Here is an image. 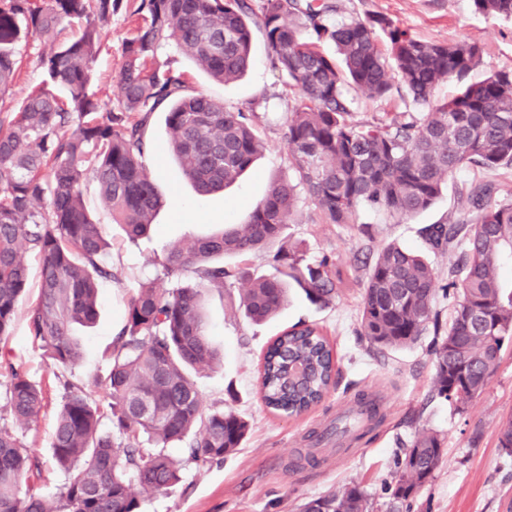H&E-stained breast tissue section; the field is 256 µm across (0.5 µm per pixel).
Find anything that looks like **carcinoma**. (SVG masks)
<instances>
[{
	"instance_id": "cac0c4a2",
	"label": "carcinoma",
	"mask_w": 512,
	"mask_h": 512,
	"mask_svg": "<svg viewBox=\"0 0 512 512\" xmlns=\"http://www.w3.org/2000/svg\"><path fill=\"white\" fill-rule=\"evenodd\" d=\"M472 2L481 14L512 17V0ZM122 5L0 0V94L16 78L22 33L46 45L38 66L52 81L0 118V346L29 288L32 252L40 265L38 294L25 310L32 343L55 369L71 372L80 363L71 327L96 321L98 279L114 277L102 264L109 244L86 209L84 188L97 186L112 223L129 240L150 233L165 201L141 158L149 148L145 127L161 104L169 103L168 149L198 194L224 191L260 154V113L186 93L169 47L229 82L250 67L253 32H262L271 65L294 100L284 133L293 178L274 182L245 223L166 251L161 266L173 287L143 284L130 297L124 324L104 352L109 371L92 382L104 395L64 382L51 458L67 481L54 497L39 492L47 462L25 441L48 406L47 393L26 371L8 366L12 426H0V512H140L147 498L180 483L187 465L221 461L241 446L247 421L222 408L204 413L194 379L221 361L202 303L207 291L240 280L222 258L275 244L276 274L242 289L246 318L272 317L292 285L315 306L335 300L331 259L310 262L304 251L281 244L300 190L325 224H354L361 211L399 223L430 208L464 168L512 169V68L468 80L483 54L477 43L421 41L389 18L347 15L339 0H263L258 7L253 0H139L115 99L103 102L91 90L99 29ZM65 22L77 23L80 33L63 37ZM377 26L387 34L383 47ZM327 43L336 55L322 51ZM452 80L456 93L436 99V88ZM394 91L414 109L354 119L359 97L382 100ZM492 194V186L473 184L459 219L423 228L442 253L464 244L448 283L439 285L426 259L395 242L379 245L365 264L360 334L383 351L411 346L435 326L433 391L459 413L484 392L503 346L512 343V280L503 278L512 258V203L494 204ZM440 289L454 305L444 334L434 310ZM336 374L325 336L304 324L268 346L260 390L271 411L298 416L321 402ZM498 442L512 456V417L500 425ZM173 443L184 445L183 460L165 452ZM443 456L437 434L415 436L397 456L393 500L410 503ZM319 500L332 512H373L358 485Z\"/></svg>"
}]
</instances>
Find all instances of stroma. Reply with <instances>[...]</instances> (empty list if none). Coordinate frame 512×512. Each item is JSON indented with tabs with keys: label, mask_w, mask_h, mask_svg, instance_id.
<instances>
[{
	"label": "stroma",
	"mask_w": 512,
	"mask_h": 512,
	"mask_svg": "<svg viewBox=\"0 0 512 512\" xmlns=\"http://www.w3.org/2000/svg\"><path fill=\"white\" fill-rule=\"evenodd\" d=\"M341 4L345 13L361 18H390L421 40L481 44L483 57L470 80L512 68V19L477 13L472 0H341ZM131 28L132 20L122 9L101 28L92 83L101 100L116 93L122 47ZM17 48L22 56L20 71L0 98L2 110L17 109L43 79L37 64L43 50L40 40L21 36ZM173 59L185 76L188 93L206 95L231 110L263 113L259 135L264 149L233 186L210 196L197 195L179 164L157 151L168 139L165 111L157 109L146 127L151 148L142 163L166 204L150 234L134 242L113 224L96 189L88 188L85 201L111 243L104 262L114 276L98 282L96 324H77L72 330L83 352L74 377L87 384L107 371L101 354L122 326L131 294L150 282L167 286L159 265L165 248L209 235L224 223H245L271 184L290 173L284 133L293 100L271 66L262 33L253 37L252 67L235 81H215L188 56L177 53ZM478 181L494 186L495 200L512 202V171L479 168L450 178L433 206L399 224L369 214L360 215L355 225L324 224L308 197L300 196L286 241L302 248L308 258L331 256L342 280L340 293L328 307L318 308L300 292L291 291L288 305L275 319L261 324L245 318L238 289L206 294L208 334L224 359L221 367L203 371L195 380L205 408L231 405L249 422L250 430L240 448L223 462L189 465L182 482L146 500L143 512H299L309 500L352 484L370 496L375 512H387L396 483V456L403 444L424 430L439 434L445 454L431 482L414 498L410 512H508L512 458L499 448L498 432L501 422L512 416V346L503 348L485 391L458 413L433 395L432 333H425L413 346L381 354L373 352L360 334L364 273L355 266V255L394 240L422 254L440 276H447L450 255L433 252L420 231L458 215L463 206L461 191ZM362 222L370 224L371 236L359 232ZM301 321L323 328L337 354L340 375L335 391L319 406L302 416L285 418L264 407L257 378L268 342ZM4 353L52 395H59V382L41 350L32 344L24 316H17ZM359 392L376 398L380 405L383 420L375 430L359 441L335 436L311 444L309 433L334 426L337 417L353 407Z\"/></svg>",
	"instance_id": "1"
}]
</instances>
